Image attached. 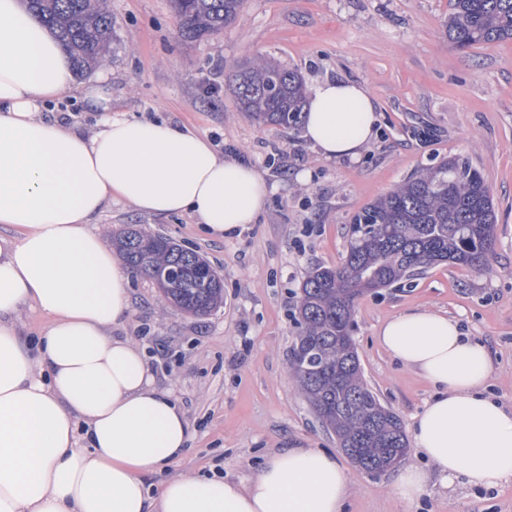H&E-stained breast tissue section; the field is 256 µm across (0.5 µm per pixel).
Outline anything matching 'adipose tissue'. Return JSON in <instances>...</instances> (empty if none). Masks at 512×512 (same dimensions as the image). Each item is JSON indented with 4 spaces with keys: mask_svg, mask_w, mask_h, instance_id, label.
<instances>
[{
    "mask_svg": "<svg viewBox=\"0 0 512 512\" xmlns=\"http://www.w3.org/2000/svg\"><path fill=\"white\" fill-rule=\"evenodd\" d=\"M105 79L98 70L77 83L22 0H0V224L19 232L0 245V512H343L348 476L319 448L276 452L245 484L184 473L147 485L181 456L190 425L145 356L109 336L131 316L129 277L90 224L118 199L193 216L221 238L257 220L269 187L189 127L113 113ZM76 91L103 111L98 129L45 118ZM377 122L365 86L328 79L312 90L303 136L325 158L354 160ZM28 305L53 318L34 346L17 324ZM377 337L436 388L412 428L431 466L399 469L395 497L415 501L434 479L512 480V408L484 393L487 347L427 307L391 317Z\"/></svg>",
    "mask_w": 512,
    "mask_h": 512,
    "instance_id": "1",
    "label": "adipose tissue"
}]
</instances>
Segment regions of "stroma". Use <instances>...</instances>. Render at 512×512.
Returning <instances> with one entry per match:
<instances>
[{
  "mask_svg": "<svg viewBox=\"0 0 512 512\" xmlns=\"http://www.w3.org/2000/svg\"><path fill=\"white\" fill-rule=\"evenodd\" d=\"M115 21L106 58L112 111L188 126L224 157L249 162L271 192L256 223L218 238L188 215L141 213L113 202L105 234L135 224L196 251L224 279V303L196 317L167 305L146 277L130 280L132 313L112 331L147 354L156 385L192 430L180 459L151 473L160 487L184 472L245 481L282 448L337 452L289 372L300 332L301 282L317 264L339 266L354 216L409 176L467 159L491 188L495 244L481 271L434 264L358 298L354 341L362 377L404 429L433 387L376 340L388 318L428 306L455 318L492 355L487 392L512 405V40L457 49L443 33L449 0H246L220 34L181 37L171 0H107ZM262 56L298 70L307 86L345 77L370 89L379 134L360 160L325 159L300 129L240 112L228 79ZM350 476L346 512H512V482L485 489L435 485L413 503L394 498L390 473Z\"/></svg>",
  "mask_w": 512,
  "mask_h": 512,
  "instance_id": "1",
  "label": "stroma"
}]
</instances>
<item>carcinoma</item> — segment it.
Masks as SVG:
<instances>
[{
	"instance_id": "cac0c4a2",
	"label": "carcinoma",
	"mask_w": 512,
	"mask_h": 512,
	"mask_svg": "<svg viewBox=\"0 0 512 512\" xmlns=\"http://www.w3.org/2000/svg\"><path fill=\"white\" fill-rule=\"evenodd\" d=\"M74 60L88 70L104 60L112 43V14L105 0H24ZM182 36L197 40L233 23L245 0H172ZM448 41L460 50L512 40V0H451L444 20ZM239 108L250 119L293 129L306 101L302 77L257 56L230 78ZM345 262L316 265L300 289L301 332L290 369L322 425L361 470L408 452L400 419L384 407L362 378L349 336L355 298L370 286L387 287L432 261L481 270L494 245L496 214L489 185L460 157L443 160L364 208ZM112 245L129 268L149 278L169 304L206 315L224 302V282L210 264L160 234L128 228Z\"/></svg>"
}]
</instances>
